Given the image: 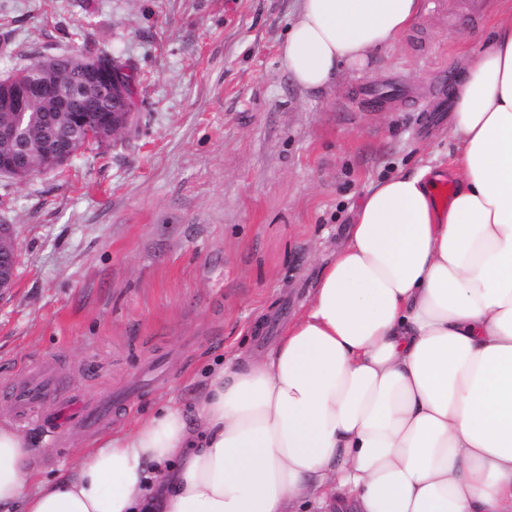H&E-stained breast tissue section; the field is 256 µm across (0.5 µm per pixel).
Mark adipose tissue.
Returning <instances> with one entry per match:
<instances>
[{"label": "adipose tissue", "mask_w": 512, "mask_h": 512, "mask_svg": "<svg viewBox=\"0 0 512 512\" xmlns=\"http://www.w3.org/2000/svg\"><path fill=\"white\" fill-rule=\"evenodd\" d=\"M421 0H298L281 62L307 90L392 47ZM457 182L380 181L308 308L258 360L38 479L0 420V512H512V9L466 70Z\"/></svg>", "instance_id": "ef3b65f1"}]
</instances>
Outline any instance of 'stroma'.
Returning a JSON list of instances; mask_svg holds the SVG:
<instances>
[{
	"label": "stroma",
	"instance_id": "35a3bbf8",
	"mask_svg": "<svg viewBox=\"0 0 512 512\" xmlns=\"http://www.w3.org/2000/svg\"><path fill=\"white\" fill-rule=\"evenodd\" d=\"M463 0H423L369 68L310 93L281 64L297 0H0V78L46 56L108 53L131 71L137 128L65 167L0 177V224L18 266L0 298V385L32 361L74 392L112 400L100 429L35 441L40 478L80 448L175 402L192 406L214 368L256 358L310 302L374 183L422 162L454 182L460 77L501 20Z\"/></svg>",
	"mask_w": 512,
	"mask_h": 512
}]
</instances>
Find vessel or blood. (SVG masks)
<instances>
[{
  "mask_svg": "<svg viewBox=\"0 0 512 512\" xmlns=\"http://www.w3.org/2000/svg\"><path fill=\"white\" fill-rule=\"evenodd\" d=\"M8 393L18 413L36 414L43 423L56 421L55 412L49 411L46 403L55 394L66 392V385L45 365L31 363L8 384ZM80 421L86 427L98 426L110 413L109 405L103 403L81 404L77 407Z\"/></svg>",
  "mask_w": 512,
  "mask_h": 512,
  "instance_id": "1",
  "label": "vessel or blood"
}]
</instances>
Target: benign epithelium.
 Returning a JSON list of instances; mask_svg holds the SVG:
<instances>
[{
	"label": "benign epithelium",
	"mask_w": 512,
	"mask_h": 512,
	"mask_svg": "<svg viewBox=\"0 0 512 512\" xmlns=\"http://www.w3.org/2000/svg\"><path fill=\"white\" fill-rule=\"evenodd\" d=\"M78 71V84L71 86L58 77L57 60L48 57L34 65L37 77L29 80L19 74L0 79V112H13L18 116L29 111L37 102L48 106L50 112H72L82 125V137L87 142H107L117 138L129 128L131 113L127 112V91L130 81L116 70V62L100 54L72 55ZM104 105L112 112V119L101 122L91 115ZM20 138L16 125H0V174L15 180L31 175L28 157L12 150ZM69 143H55L50 137L40 141L43 156L42 171L55 170L70 159ZM17 252L15 230L11 224H0V296L7 294L15 279Z\"/></svg>",
	"instance_id": "1"
}]
</instances>
